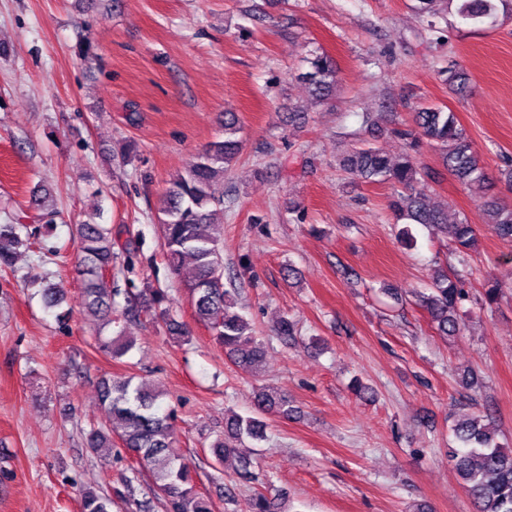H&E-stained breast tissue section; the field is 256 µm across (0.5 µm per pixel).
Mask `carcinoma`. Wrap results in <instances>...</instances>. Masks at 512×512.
Returning a JSON list of instances; mask_svg holds the SVG:
<instances>
[{
  "instance_id": "1",
  "label": "carcinoma",
  "mask_w": 512,
  "mask_h": 512,
  "mask_svg": "<svg viewBox=\"0 0 512 512\" xmlns=\"http://www.w3.org/2000/svg\"><path fill=\"white\" fill-rule=\"evenodd\" d=\"M509 0H458V16L475 25L497 18L499 7ZM309 70L303 80L320 102L336 93V64L325 54L308 59ZM446 82L457 94L468 91L464 73L447 70ZM238 119L232 112L224 113V139L206 146L204 151L178 176L163 195L159 213L162 224L161 259L173 273H178L185 260L193 264V276L188 290L194 318L208 328L215 342L241 370L258 372L265 358V346L244 315L237 311L236 289L224 285V225L216 216L224 212V172L240 155L242 142L236 138ZM407 140V149L392 159L379 150L359 148L342 158L343 169L360 175L369 182L387 181L394 187L390 208L399 220L426 224L454 246V253L465 255L477 244L475 225L466 220L447 223L445 211L429 206L418 186L430 174L418 164L415 148L425 139L440 152L444 168L460 182L477 192L487 190V179L479 166L471 141L457 123L453 112L438 105L420 108L414 114V127L398 129ZM31 206L39 212L45 224H52L57 211L51 205V193L46 189L33 192ZM484 223L494 233L512 240V206L495 199L482 204ZM33 236L24 224H0V267H10L15 249L23 244L21 232ZM79 241L77 273L82 282L84 305L96 320L115 324L113 336L101 339L100 346L112 357L120 358L132 348L130 326L137 322L142 308H159L156 318L170 334L189 340V330L170 318L162 308L164 297L146 288L129 296L126 306L118 309L116 297L120 289L102 279L104 269L112 266L118 253L112 239V228L104 224L85 223L76 228ZM464 273L454 270L439 272L429 293L420 295V305L428 313L432 327L441 336H455L461 331L456 311L465 298ZM46 309L59 320L67 318L61 310L65 302L64 289L54 283L42 287ZM129 375H108L98 383V398L106 415V425L93 427L87 433V445L105 460L117 465L126 462V455L137 458L141 467L153 479L152 492L163 501L166 512H212V502L199 491L197 468L176 451L177 436L171 422L174 413L159 401L161 392L150 388L144 380L133 383ZM298 413L288 396L271 388L261 387L252 397L248 415L233 414L225 422V437L210 446L211 466L219 471L232 465L234 474L245 482L257 483L263 490H254L253 512H276L275 498L268 496L269 481L256 472L255 459L238 454L235 444L266 440V416L290 419ZM487 414L467 415L454 421L452 432L457 447L449 449L448 457L473 501L477 512H512V449L496 441L488 424ZM124 512H149L150 501L142 497L136 477L121 471L113 481L111 491L85 489L81 493V512H112V507Z\"/></svg>"
}]
</instances>
